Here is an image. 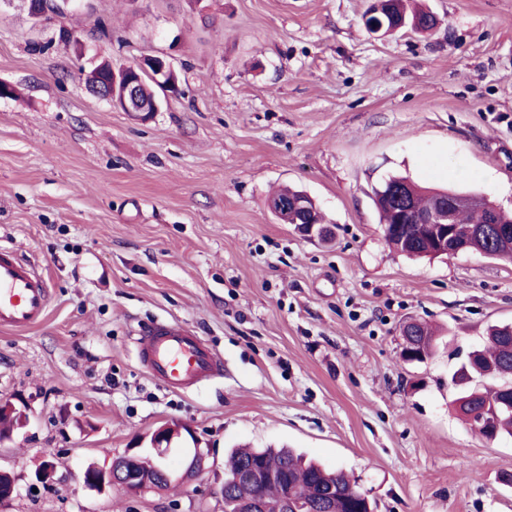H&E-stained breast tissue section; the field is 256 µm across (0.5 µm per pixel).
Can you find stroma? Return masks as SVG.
<instances>
[{
    "label": "stroma",
    "instance_id": "35a3bbf8",
    "mask_svg": "<svg viewBox=\"0 0 512 512\" xmlns=\"http://www.w3.org/2000/svg\"><path fill=\"white\" fill-rule=\"evenodd\" d=\"M373 2L63 0L41 24L0 7V247L51 295L40 324L0 329V399L28 407L0 441L18 488L0 512H224L211 488L241 445L343 470L374 512H512V437L477 436L448 384L488 325L512 323V260L408 258L372 201L403 174L512 210V0H423L437 26L392 35L365 27ZM146 56L179 88L142 124L85 72ZM284 185L332 242L277 219ZM165 319L223 357V379L175 393L149 377L135 338ZM413 320L441 336L411 364ZM176 423L208 455L203 483L83 485Z\"/></svg>",
    "mask_w": 512,
    "mask_h": 512
}]
</instances>
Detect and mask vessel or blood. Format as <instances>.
I'll return each instance as SVG.
<instances>
[{
	"label": "vessel or blood",
	"mask_w": 512,
	"mask_h": 512,
	"mask_svg": "<svg viewBox=\"0 0 512 512\" xmlns=\"http://www.w3.org/2000/svg\"><path fill=\"white\" fill-rule=\"evenodd\" d=\"M49 284L34 264L0 247V328L17 331L41 322L49 307ZM140 364L164 387L187 393L221 377L222 358L184 325L157 320L136 339Z\"/></svg>",
	"instance_id": "1"
}]
</instances>
